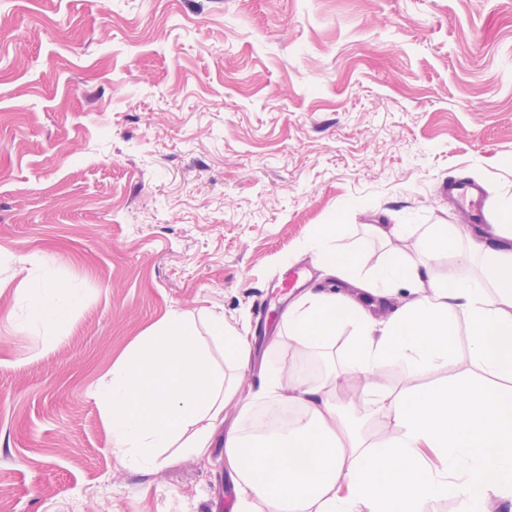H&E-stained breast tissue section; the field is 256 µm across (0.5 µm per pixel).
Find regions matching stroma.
<instances>
[{
  "mask_svg": "<svg viewBox=\"0 0 512 512\" xmlns=\"http://www.w3.org/2000/svg\"><path fill=\"white\" fill-rule=\"evenodd\" d=\"M512 198V0H0V500L11 512H226L211 455L139 471L93 392L168 311L250 341L239 394L299 353L264 285L321 276L341 224L369 265L456 224L449 178ZM77 289L63 322L32 291ZM79 300L73 288L55 285L39 288L29 296L28 315L44 326L57 324L67 319Z\"/></svg>",
  "mask_w": 512,
  "mask_h": 512,
  "instance_id": "35a3bbf8",
  "label": "stroma"
}]
</instances>
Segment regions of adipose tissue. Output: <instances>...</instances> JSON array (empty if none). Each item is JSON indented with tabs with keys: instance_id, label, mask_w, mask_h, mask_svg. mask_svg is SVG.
I'll return each mask as SVG.
<instances>
[{
	"instance_id": "1",
	"label": "adipose tissue",
	"mask_w": 512,
	"mask_h": 512,
	"mask_svg": "<svg viewBox=\"0 0 512 512\" xmlns=\"http://www.w3.org/2000/svg\"><path fill=\"white\" fill-rule=\"evenodd\" d=\"M341 230L323 225L307 246L327 274L354 292L308 289L282 322L304 350L348 330L344 362L318 381L297 366L271 370L256 399L288 403L300 415L285 430L225 437L224 457L242 488L240 512H424L439 498L453 499L457 512L512 504V225L431 224L419 261L396 247L371 268L362 254L332 246ZM450 253L478 261L480 278H463L453 266L434 274V262ZM401 291L412 299L387 320L364 306ZM79 300L72 288H40L29 297L28 315L57 324ZM461 315L469 336L463 360L454 341ZM205 320L203 336L192 318L169 311L96 391L112 449L123 461L147 470L162 448L208 457L224 408L237 394L226 371L246 365L250 344L223 312L207 311ZM212 341L223 345V362L215 361ZM393 365L413 375L444 371L448 380L395 393L376 381ZM352 387L371 414L386 419L381 439L369 440L351 420Z\"/></svg>"
}]
</instances>
